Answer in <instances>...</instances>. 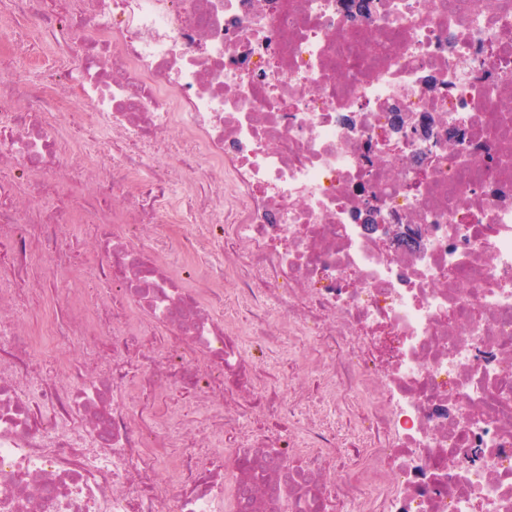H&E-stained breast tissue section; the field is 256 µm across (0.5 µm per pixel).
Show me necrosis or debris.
I'll list each match as a JSON object with an SVG mask.
<instances>
[{
    "label": "necrosis or debris",
    "mask_w": 512,
    "mask_h": 512,
    "mask_svg": "<svg viewBox=\"0 0 512 512\" xmlns=\"http://www.w3.org/2000/svg\"><path fill=\"white\" fill-rule=\"evenodd\" d=\"M0 9L63 58L34 81L0 36V512H512V0H371L357 16L339 0ZM64 92L86 107L78 123L50 119ZM399 110L466 133L415 190L421 142L378 139ZM187 181L183 206L172 187ZM364 188L381 201L373 224ZM65 189L122 297L103 321L63 289L65 333L52 320L25 333L4 303L24 306L49 271L80 272L57 244L72 213L41 203ZM394 215L423 242L383 248ZM132 224L172 233L147 249ZM231 281L250 304L240 321L216 311ZM270 306L347 355L319 400L368 393L387 436L368 461L341 462L319 420L301 447L248 430L272 382L249 352L269 340ZM103 330L112 356L90 354L78 382L40 370L42 337ZM147 337L166 344L143 351ZM135 362L158 389L193 392L203 433L159 430L162 411L124 383ZM177 446L187 456L161 471Z\"/></svg>",
    "instance_id": "necrosis-or-debris-1"
}]
</instances>
